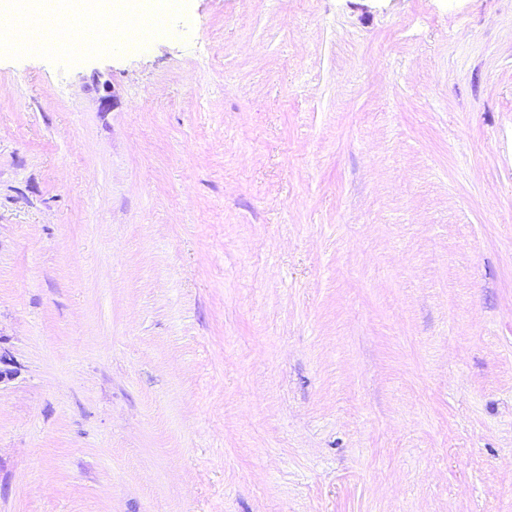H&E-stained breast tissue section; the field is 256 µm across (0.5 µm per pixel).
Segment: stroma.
Returning a JSON list of instances; mask_svg holds the SVG:
<instances>
[{
  "label": "stroma",
  "instance_id": "35a3bbf8",
  "mask_svg": "<svg viewBox=\"0 0 512 512\" xmlns=\"http://www.w3.org/2000/svg\"><path fill=\"white\" fill-rule=\"evenodd\" d=\"M20 28L0 512H512V0Z\"/></svg>",
  "mask_w": 512,
  "mask_h": 512
}]
</instances>
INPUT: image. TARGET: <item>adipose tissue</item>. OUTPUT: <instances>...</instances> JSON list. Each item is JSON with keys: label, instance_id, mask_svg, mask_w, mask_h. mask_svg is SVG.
Here are the masks:
<instances>
[{"label": "adipose tissue", "instance_id": "1", "mask_svg": "<svg viewBox=\"0 0 512 512\" xmlns=\"http://www.w3.org/2000/svg\"><path fill=\"white\" fill-rule=\"evenodd\" d=\"M61 7L68 12L72 29L66 47L81 53L91 47L80 34L86 21L99 20L98 40L111 42L113 30L120 28L127 40L134 41L153 25L155 16L162 14L168 4L166 0H62Z\"/></svg>", "mask_w": 512, "mask_h": 512}]
</instances>
